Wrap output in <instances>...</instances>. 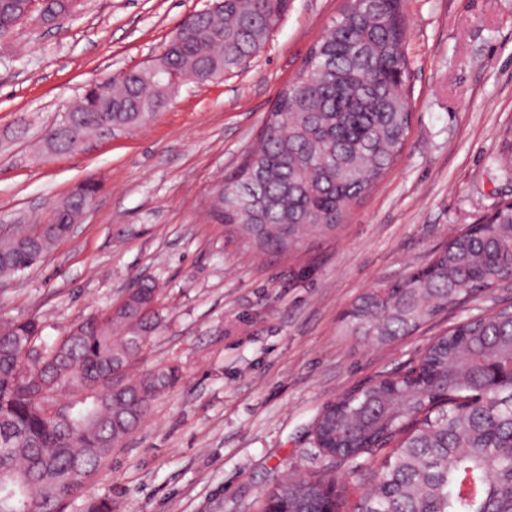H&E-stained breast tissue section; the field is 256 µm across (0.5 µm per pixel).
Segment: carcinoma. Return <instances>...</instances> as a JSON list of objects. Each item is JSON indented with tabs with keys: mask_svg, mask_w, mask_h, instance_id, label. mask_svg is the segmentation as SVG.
I'll return each instance as SVG.
<instances>
[{
	"mask_svg": "<svg viewBox=\"0 0 512 512\" xmlns=\"http://www.w3.org/2000/svg\"><path fill=\"white\" fill-rule=\"evenodd\" d=\"M0 0V41L28 15L62 27L75 10L50 0ZM189 17L152 64L84 90L70 125H52L45 151L70 154L86 139L149 122L166 106L162 77L207 78L255 58L290 0H216ZM404 0H346L292 88L282 92L224 190L207 192L206 219L247 245L285 253L333 232L399 159L410 131ZM100 190L90 178L53 203L75 214ZM67 224H22L0 237V276L38 264ZM512 271V201L452 236L424 267L363 293L342 320L348 336L384 346L468 302ZM159 288L140 281L101 315L71 325L33 355L35 318L0 323V512H64L112 450L181 380L170 361L131 373L158 334ZM416 376L383 378L326 406L314 455L354 465L389 444L353 512H512V307L467 318L428 347ZM336 481L285 477L261 512H339Z\"/></svg>",
	"mask_w": 512,
	"mask_h": 512,
	"instance_id": "1",
	"label": "carcinoma"
}]
</instances>
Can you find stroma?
<instances>
[{"mask_svg": "<svg viewBox=\"0 0 512 512\" xmlns=\"http://www.w3.org/2000/svg\"><path fill=\"white\" fill-rule=\"evenodd\" d=\"M210 2L85 0L64 28L24 21L0 43V227L40 223L88 176L102 184L42 263L0 282V318H37L42 351L150 280L165 324L135 370L172 359L182 369L67 512L88 498L111 500L112 512H256L284 476L322 469L355 503L382 459L356 471L314 456L324 406L409 371L452 323L512 302V283L500 284L387 346L342 332L362 293L426 265L460 227L512 201V0H405L402 156L335 233L286 255L207 223L201 196L237 168L345 0H293L245 68L185 83L146 124L40 157L43 131L88 82L150 64ZM20 124L25 137L12 138Z\"/></svg>", "mask_w": 512, "mask_h": 512, "instance_id": "obj_1", "label": "stroma"}]
</instances>
